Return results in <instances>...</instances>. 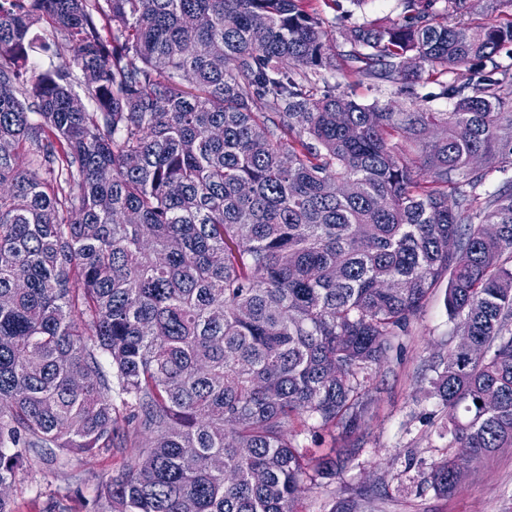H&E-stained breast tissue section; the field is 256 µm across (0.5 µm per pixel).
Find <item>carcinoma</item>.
<instances>
[{
	"mask_svg": "<svg viewBox=\"0 0 512 512\" xmlns=\"http://www.w3.org/2000/svg\"><path fill=\"white\" fill-rule=\"evenodd\" d=\"M438 1L465 8L402 0L338 52L310 0H0V486L117 450L95 512H294L343 461L291 425L358 433L360 376L445 279L466 456L430 486L512 446V19ZM336 70L409 107L318 95Z\"/></svg>",
	"mask_w": 512,
	"mask_h": 512,
	"instance_id": "carcinoma-1",
	"label": "carcinoma"
}]
</instances>
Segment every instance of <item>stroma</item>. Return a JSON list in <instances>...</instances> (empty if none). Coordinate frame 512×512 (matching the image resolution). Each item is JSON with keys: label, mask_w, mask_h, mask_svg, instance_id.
<instances>
[{"label": "stroma", "mask_w": 512, "mask_h": 512, "mask_svg": "<svg viewBox=\"0 0 512 512\" xmlns=\"http://www.w3.org/2000/svg\"><path fill=\"white\" fill-rule=\"evenodd\" d=\"M316 14L342 43L341 11L358 22L393 25L400 0H311ZM447 284L426 300L395 350L373 368L365 386L370 410L360 433L361 450L332 477L305 483L297 512H512V447L469 463L458 488L438 493L427 485L432 466L448 453L445 410L433 395L434 366L458 338L448 316ZM109 452L70 460L65 474L34 464L11 489L14 512H90L98 485L123 467Z\"/></svg>", "instance_id": "obj_1"}]
</instances>
